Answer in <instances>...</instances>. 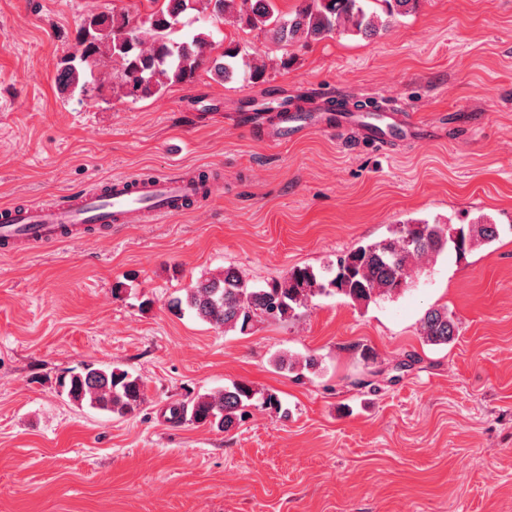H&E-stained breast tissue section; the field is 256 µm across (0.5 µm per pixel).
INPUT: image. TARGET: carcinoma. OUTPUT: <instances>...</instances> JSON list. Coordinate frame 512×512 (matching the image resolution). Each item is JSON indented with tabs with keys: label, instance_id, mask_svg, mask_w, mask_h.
<instances>
[{
	"label": "carcinoma",
	"instance_id": "1",
	"mask_svg": "<svg viewBox=\"0 0 512 512\" xmlns=\"http://www.w3.org/2000/svg\"><path fill=\"white\" fill-rule=\"evenodd\" d=\"M149 13L142 20L128 12L87 16L78 30L79 54L60 61L59 84L79 90L83 96L96 89V79H87L101 64L112 61L119 68L112 89L120 97H147L167 84L188 82L210 59L217 43L203 32L176 40L179 17L193 8V0H147ZM372 0H302L293 12L282 13L273 0H207L212 13L230 16L245 27L265 29L285 43L320 41L340 29H352L366 37L377 35L397 16L417 8L420 0H379L381 12L370 9ZM239 45L229 43L213 59L214 71L228 79L234 75L257 82L264 66L246 60ZM449 224H400L392 236L359 245L337 257L336 264L319 272L311 267H294L282 278L263 288H250L239 272L227 267L193 288L177 307H185L198 318L217 326L246 333L252 323L285 321L315 297L333 292L353 304L368 305L404 291L422 265L443 253L464 255L480 244L500 236L497 225L478 221L459 228L460 241L449 240ZM420 335L432 345H447L459 335L458 322L446 307L427 309L419 322ZM276 366L290 372L313 370V358L302 361L283 355ZM59 386L80 405L119 417L134 414L144 402L141 379L119 367L86 365L78 372L60 377ZM256 392L247 383H234L223 390L197 396L191 420L225 432L249 414Z\"/></svg>",
	"mask_w": 512,
	"mask_h": 512
}]
</instances>
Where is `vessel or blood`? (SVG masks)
I'll return each mask as SVG.
<instances>
[{
    "instance_id": "obj_1",
    "label": "vessel or blood",
    "mask_w": 512,
    "mask_h": 512,
    "mask_svg": "<svg viewBox=\"0 0 512 512\" xmlns=\"http://www.w3.org/2000/svg\"><path fill=\"white\" fill-rule=\"evenodd\" d=\"M397 104L384 106L374 120L358 116L367 135L388 138L391 131L411 134L409 125L396 119ZM306 116L284 113L275 140L300 139L310 128ZM213 181H201L179 168L147 179L114 177L97 190L64 194L44 203L0 206V254L33 251L41 246L82 240L94 227L118 224H157L181 215L200 199L213 197Z\"/></svg>"
}]
</instances>
